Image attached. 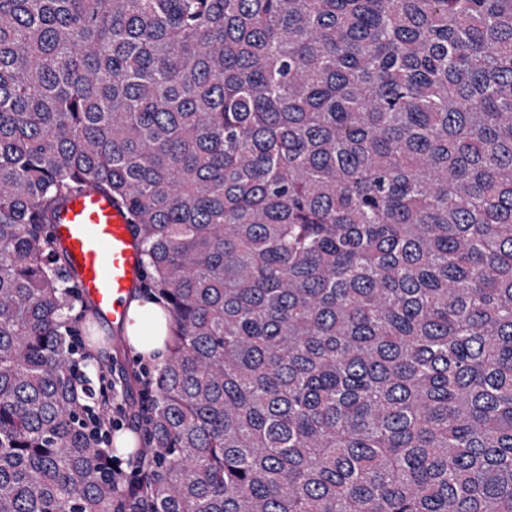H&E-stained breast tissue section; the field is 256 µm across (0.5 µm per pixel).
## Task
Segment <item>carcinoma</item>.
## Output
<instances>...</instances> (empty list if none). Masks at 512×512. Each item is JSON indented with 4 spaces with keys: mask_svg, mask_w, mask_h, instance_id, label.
I'll use <instances>...</instances> for the list:
<instances>
[{
    "mask_svg": "<svg viewBox=\"0 0 512 512\" xmlns=\"http://www.w3.org/2000/svg\"><path fill=\"white\" fill-rule=\"evenodd\" d=\"M169 314L133 474L48 228ZM512 512V0H0V512Z\"/></svg>",
    "mask_w": 512,
    "mask_h": 512,
    "instance_id": "1",
    "label": "carcinoma"
}]
</instances>
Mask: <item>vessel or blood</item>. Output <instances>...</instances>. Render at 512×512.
I'll return each mask as SVG.
<instances>
[{"mask_svg": "<svg viewBox=\"0 0 512 512\" xmlns=\"http://www.w3.org/2000/svg\"><path fill=\"white\" fill-rule=\"evenodd\" d=\"M51 232L77 288L103 318L120 327L142 275L139 242L125 211L105 194L85 188L60 209Z\"/></svg>", "mask_w": 512, "mask_h": 512, "instance_id": "obj_1", "label": "vessel or blood"}]
</instances>
